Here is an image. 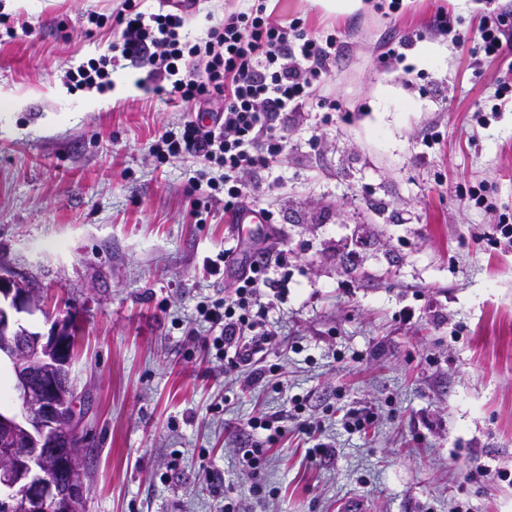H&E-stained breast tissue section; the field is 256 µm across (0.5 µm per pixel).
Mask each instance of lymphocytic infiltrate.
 Masks as SVG:
<instances>
[{
    "instance_id": "f902f5d3",
    "label": "lymphocytic infiltrate",
    "mask_w": 512,
    "mask_h": 512,
    "mask_svg": "<svg viewBox=\"0 0 512 512\" xmlns=\"http://www.w3.org/2000/svg\"><path fill=\"white\" fill-rule=\"evenodd\" d=\"M193 0H176L173 11H144L142 0H120L111 15L90 12L95 27L112 25L115 36L104 53L65 73L68 85L104 90L121 63L148 70L149 90L166 103L189 112L179 133L161 135L159 158L187 153L224 171V213L236 216L248 187L245 172L269 167L285 151L288 134L283 113L296 111L312 97L313 87L329 75L336 60V39L309 37L300 20L272 21L264 0L226 14L204 36L186 30ZM209 114L210 124L199 117ZM273 252L258 249L241 263L233 300L199 305L198 313L220 328L214 340L226 370L253 362L274 340L263 320L254 318L261 289L272 287Z\"/></svg>"
}]
</instances>
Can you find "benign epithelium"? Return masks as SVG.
Here are the masks:
<instances>
[{
    "mask_svg": "<svg viewBox=\"0 0 512 512\" xmlns=\"http://www.w3.org/2000/svg\"><path fill=\"white\" fill-rule=\"evenodd\" d=\"M41 310V289L1 263L0 359L11 364L21 407L0 412V512H79L86 504V449L74 447L77 430L63 418L66 410L77 414L71 318L52 319L46 335L15 318ZM60 469L64 483L53 478Z\"/></svg>",
    "mask_w": 512,
    "mask_h": 512,
    "instance_id": "benign-epithelium-1",
    "label": "benign epithelium"
}]
</instances>
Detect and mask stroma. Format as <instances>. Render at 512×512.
<instances>
[{"label":"stroma","instance_id":"1","mask_svg":"<svg viewBox=\"0 0 512 512\" xmlns=\"http://www.w3.org/2000/svg\"><path fill=\"white\" fill-rule=\"evenodd\" d=\"M273 4L274 20L336 36L316 95L340 109L284 118V154L244 175L273 221L232 224L186 193L221 169L157 158L187 114L141 86L146 69H117L104 92L66 85L114 36H86L88 13L116 0H0L14 31L0 39V262L43 288L47 311L24 326L74 319L86 510L219 512L231 495L245 512H512V247L481 237L512 218V103L497 97L512 34L497 58L471 52L512 0ZM442 13L466 47L435 31ZM411 32L406 82L379 58ZM479 184L484 204L460 200ZM262 245L283 252V289L263 291L276 339L247 388L254 367L225 372L197 306L231 296L225 256ZM351 413L375 422L347 432ZM273 414L284 434L257 497L240 431ZM319 442L331 451L308 460Z\"/></svg>","mask_w":512,"mask_h":512}]
</instances>
